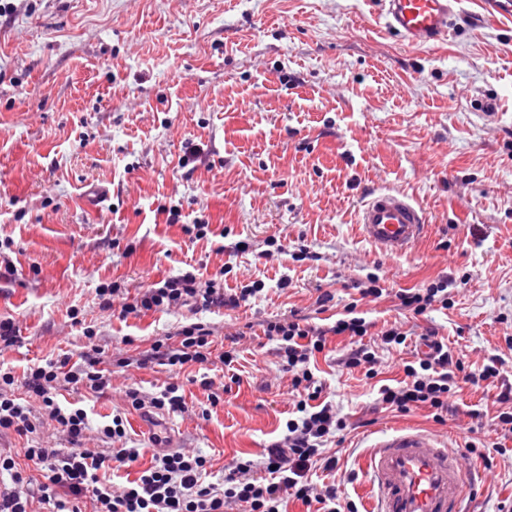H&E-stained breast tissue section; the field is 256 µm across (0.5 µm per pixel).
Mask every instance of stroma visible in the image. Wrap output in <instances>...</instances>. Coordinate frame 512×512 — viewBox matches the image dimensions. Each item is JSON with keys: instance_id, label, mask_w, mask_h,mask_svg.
Masks as SVG:
<instances>
[{"instance_id": "obj_1", "label": "stroma", "mask_w": 512, "mask_h": 512, "mask_svg": "<svg viewBox=\"0 0 512 512\" xmlns=\"http://www.w3.org/2000/svg\"><path fill=\"white\" fill-rule=\"evenodd\" d=\"M0 240L17 272L0 288V319L15 321L20 347L0 367L22 377L42 359L78 356L89 342L105 361L137 355L179 324L214 333L251 325L232 384L218 404L193 383L197 366L115 369L113 388L83 402L93 427L85 447L103 449L97 428L125 410L128 436L157 437L208 456L223 475L280 438L295 398L271 355L261 323L298 312L335 317L355 293L351 280L375 273L387 297L364 301L376 324L437 328L466 369L506 354L512 383V18L493 0L481 24L461 22L448 40L407 47L384 31L375 0H0ZM206 163L185 175L187 146ZM109 187L90 211L84 193ZM411 196L429 228L413 250L389 258L357 223L367 192ZM186 218L205 214L212 238L189 240L159 205ZM281 254L261 255L269 237ZM249 239L231 255L224 240ZM311 259L294 261L298 248ZM193 265L226 288L261 280L264 292L237 309H188L120 320L102 309L100 284L131 291ZM455 279L453 307L412 320L393 293L438 277ZM287 288H278L280 278ZM333 301L318 312L319 291ZM96 331L88 340L86 330ZM317 355L323 396L347 427L332 438L337 479L360 512L375 490L364 468L383 430L410 426L445 434L475 464H494L472 492L469 512H502L512 496V433L490 420L496 386L462 384L446 423L426 410H375L373 380L339 371L343 338ZM184 389L188 410L151 427L126 409L125 391Z\"/></svg>"}]
</instances>
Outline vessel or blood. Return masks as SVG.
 <instances>
[{"instance_id": "1", "label": "vessel or blood", "mask_w": 512, "mask_h": 512, "mask_svg": "<svg viewBox=\"0 0 512 512\" xmlns=\"http://www.w3.org/2000/svg\"><path fill=\"white\" fill-rule=\"evenodd\" d=\"M463 0H378L384 27L403 45L430 46L446 39ZM363 238L380 254L409 253L427 231L423 208L409 195L372 191L358 211ZM376 490L375 512H461L466 492L482 473L469 467L446 438L414 429L378 437L365 459Z\"/></svg>"}]
</instances>
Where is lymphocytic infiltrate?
Returning a JSON list of instances; mask_svg holds the SVG:
<instances>
[{"label": "lymphocytic infiltrate", "mask_w": 512, "mask_h": 512, "mask_svg": "<svg viewBox=\"0 0 512 512\" xmlns=\"http://www.w3.org/2000/svg\"><path fill=\"white\" fill-rule=\"evenodd\" d=\"M452 285V280L442 276L427 285L400 290L395 298L400 309L424 318L448 308V289ZM264 289V282L256 280L229 294L220 281L201 280L195 271L187 269L150 284L133 296L121 281L99 286L97 295L102 308L117 309L119 319L124 320L186 306L196 313L234 309ZM262 327L298 400L292 417L285 423L283 437L260 458L236 460L216 483L207 479L209 461L202 454L175 451L150 455L145 448L131 446L123 418L118 414L100 428L102 438L110 441V448L97 453L84 448L83 439L90 428L86 408L62 404L57 396L63 390L83 391L95 397L107 392L112 385V372L105 367L99 346H90L74 360L66 355L40 360L19 379L12 372H0V431L11 430L25 436L36 432L39 421L47 420L66 433L71 443L66 452L38 445L25 448L26 460L44 477L36 485L18 470L13 457L0 455V475L9 477L8 484L0 487V512H32L36 500L52 503L56 512H70L66 502L57 497L61 489L77 497L89 495L92 512H283V504L290 496L314 506L315 512H359L339 484L313 479L314 471L329 474L335 470L336 457L326 452L325 445L345 429L346 422L331 401L322 399L311 362L325 350L328 337L346 336L350 347L340 358V365L372 379L378 374V347L406 344L409 330L395 323L375 328L373 321L359 311L357 301L347 304L329 324L312 323L294 313L264 321ZM212 335L203 323H185L155 340L138 356L118 359L117 365L147 368L156 364L175 372L199 366V385L208 400L216 404L224 388L209 377L206 368L217 362L232 368L246 333L238 330L227 334V348L221 352L215 351ZM370 335L376 336V343H367ZM420 338L426 353L405 363L403 380L381 385L377 402L382 408L402 414L427 410L434 422L442 424L448 419V398L457 392L460 382L477 386L498 380L505 359L499 354L490 355L481 370L469 372L437 329L424 328ZM125 397L136 410L151 407L172 414L187 410L181 388L175 382L155 393L130 388ZM146 455L151 458L150 466L133 480L116 485L99 477L100 471L131 467Z\"/></svg>", "instance_id": "1"}]
</instances>
